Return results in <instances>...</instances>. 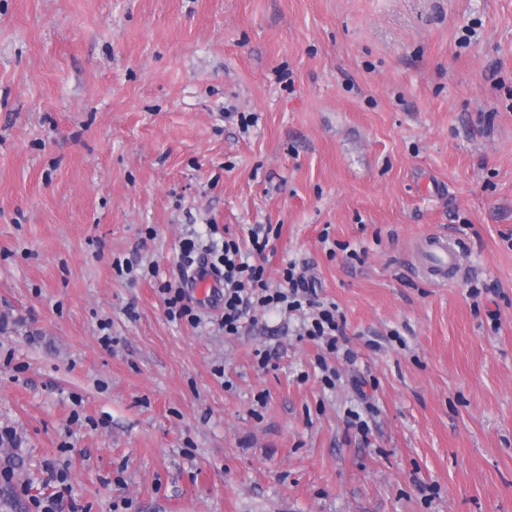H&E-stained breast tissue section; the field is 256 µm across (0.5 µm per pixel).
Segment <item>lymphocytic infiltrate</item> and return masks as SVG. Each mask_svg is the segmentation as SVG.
I'll return each instance as SVG.
<instances>
[{"instance_id": "lymphocytic-infiltrate-1", "label": "lymphocytic infiltrate", "mask_w": 512, "mask_h": 512, "mask_svg": "<svg viewBox=\"0 0 512 512\" xmlns=\"http://www.w3.org/2000/svg\"><path fill=\"white\" fill-rule=\"evenodd\" d=\"M269 244L270 237L260 224L249 229L244 243L233 237L213 239L202 247L195 241H184L180 249L179 278L162 286L169 318L185 319L194 325L200 323V315L189 303L188 288L190 271L202 267L223 283L224 312L220 324L225 334H238L246 315L259 307H278L290 312L306 309L310 312L305 324L306 336L320 340L329 351H338L345 321L336 305L315 300L312 283L297 272L295 263H288L284 268L282 288H269L264 278L265 268L256 262Z\"/></svg>"}]
</instances>
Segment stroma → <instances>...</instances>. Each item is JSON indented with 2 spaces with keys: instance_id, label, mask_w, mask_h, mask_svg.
<instances>
[{
  "instance_id": "1",
  "label": "stroma",
  "mask_w": 512,
  "mask_h": 512,
  "mask_svg": "<svg viewBox=\"0 0 512 512\" xmlns=\"http://www.w3.org/2000/svg\"><path fill=\"white\" fill-rule=\"evenodd\" d=\"M213 224L336 303L334 386L299 313L168 318ZM50 464L78 512H512V0H0V512ZM426 244L432 262L424 267L432 273L435 281L447 282L464 272L459 261L462 250L457 239L434 235L426 239Z\"/></svg>"
}]
</instances>
